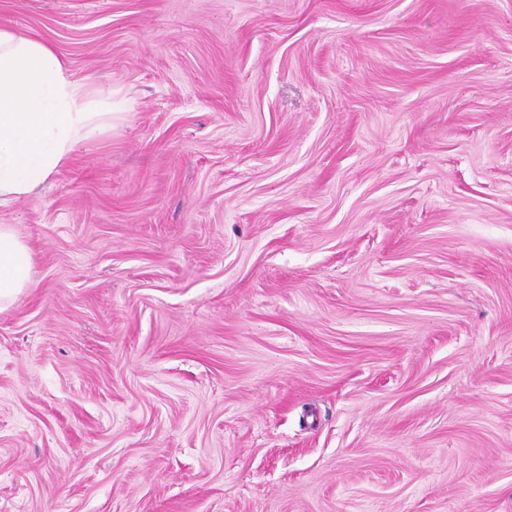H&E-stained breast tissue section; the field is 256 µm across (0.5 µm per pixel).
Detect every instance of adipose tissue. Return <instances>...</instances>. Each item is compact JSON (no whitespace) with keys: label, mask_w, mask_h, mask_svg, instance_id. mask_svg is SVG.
<instances>
[{"label":"adipose tissue","mask_w":512,"mask_h":512,"mask_svg":"<svg viewBox=\"0 0 512 512\" xmlns=\"http://www.w3.org/2000/svg\"><path fill=\"white\" fill-rule=\"evenodd\" d=\"M112 127V89L73 73L46 41L0 26V204L31 195ZM32 252L0 224V312L32 288Z\"/></svg>","instance_id":"ef3b65f1"}]
</instances>
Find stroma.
Returning <instances> with one entry per match:
<instances>
[{
    "instance_id": "1",
    "label": "stroma",
    "mask_w": 512,
    "mask_h": 512,
    "mask_svg": "<svg viewBox=\"0 0 512 512\" xmlns=\"http://www.w3.org/2000/svg\"><path fill=\"white\" fill-rule=\"evenodd\" d=\"M112 130L0 206V512H512V0H0ZM32 252L10 224H0V313L33 287Z\"/></svg>"
}]
</instances>
